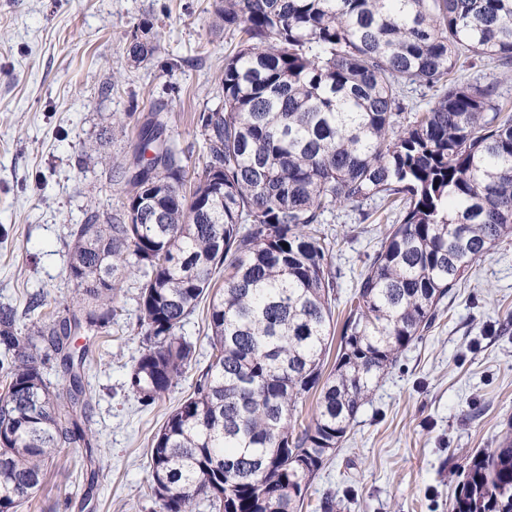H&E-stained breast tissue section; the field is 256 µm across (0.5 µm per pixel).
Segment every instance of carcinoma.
I'll use <instances>...</instances> for the list:
<instances>
[{
    "label": "carcinoma",
    "mask_w": 512,
    "mask_h": 512,
    "mask_svg": "<svg viewBox=\"0 0 512 512\" xmlns=\"http://www.w3.org/2000/svg\"><path fill=\"white\" fill-rule=\"evenodd\" d=\"M211 14L242 37L217 75L221 107L194 115L201 171L190 176L163 109L126 113L117 129H138L141 171L112 160L120 209L89 207L71 228L78 308L21 336L14 309L0 307V512L37 495L58 449L91 450L86 354L71 343L107 327L130 275L144 348L128 389L146 407L192 364L181 328L209 299L210 360L152 442V512H195L203 500L220 512H302L373 385L512 234V107L498 84L457 76L481 62L512 67V0H212ZM156 50L136 35L126 48L134 63ZM414 87L432 92L423 108L404 106ZM342 206L363 222L401 216L339 326L338 242L321 224ZM51 354L60 388L41 370ZM462 475L451 512H512V426Z\"/></svg>",
    "instance_id": "obj_1"
}]
</instances>
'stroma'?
<instances>
[{
	"mask_svg": "<svg viewBox=\"0 0 512 512\" xmlns=\"http://www.w3.org/2000/svg\"><path fill=\"white\" fill-rule=\"evenodd\" d=\"M209 0H0V306L26 333L39 313L62 314L71 225L87 205L116 210L106 164L131 154V139L104 137L125 113L162 105L175 137L204 162L194 113L220 106L215 76L235 38L213 26ZM148 27L159 45L133 63L126 37ZM97 149L86 160L83 145ZM325 229L341 242L334 263L348 293L385 230L341 207ZM137 282L127 279L86 375L93 454L65 448L34 506L19 512H151V443L190 393L210 357L207 303L181 333L194 361L166 397L142 406L127 380L142 349ZM42 301L28 311L30 298ZM512 238L494 246L446 297L433 328L402 352L373 387L345 439L311 481L303 512L333 495L341 512H451L470 454L491 451L512 422Z\"/></svg>",
	"mask_w": 512,
	"mask_h": 512,
	"instance_id": "stroma-1",
	"label": "stroma"
}]
</instances>
